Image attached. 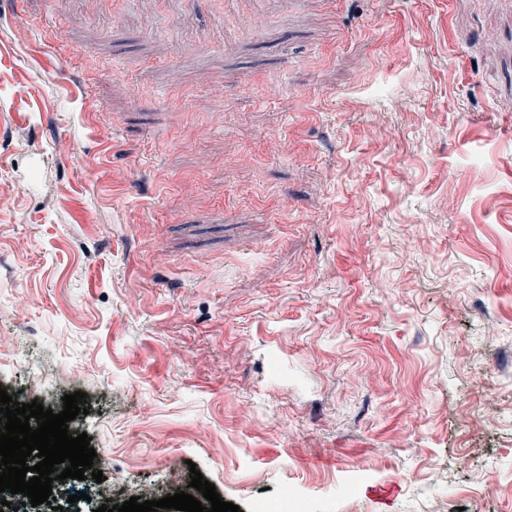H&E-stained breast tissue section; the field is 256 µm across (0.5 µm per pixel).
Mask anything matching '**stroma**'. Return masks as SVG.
<instances>
[{
    "label": "stroma",
    "mask_w": 512,
    "mask_h": 512,
    "mask_svg": "<svg viewBox=\"0 0 512 512\" xmlns=\"http://www.w3.org/2000/svg\"><path fill=\"white\" fill-rule=\"evenodd\" d=\"M0 340L56 505L512 512V0H0ZM302 489L293 483L282 485L273 501H259L253 512H306Z\"/></svg>",
    "instance_id": "35a3bbf8"
}]
</instances>
